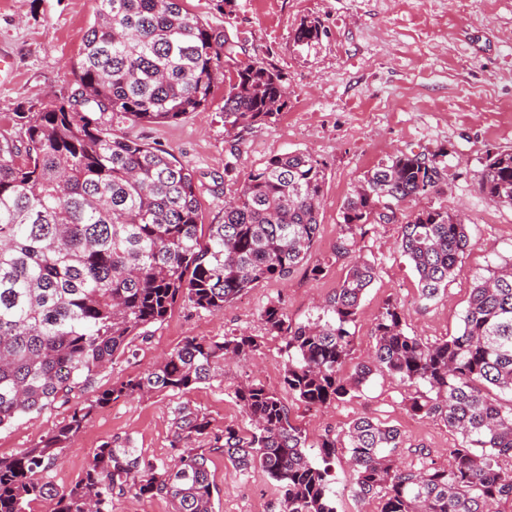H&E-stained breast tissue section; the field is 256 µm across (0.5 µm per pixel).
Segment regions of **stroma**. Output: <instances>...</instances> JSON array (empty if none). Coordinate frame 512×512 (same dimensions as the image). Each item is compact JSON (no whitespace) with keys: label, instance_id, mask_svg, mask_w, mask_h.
<instances>
[{"label":"stroma","instance_id":"stroma-1","mask_svg":"<svg viewBox=\"0 0 512 512\" xmlns=\"http://www.w3.org/2000/svg\"><path fill=\"white\" fill-rule=\"evenodd\" d=\"M184 5L238 41L240 60L260 58L280 71L288 86L287 107L245 132L241 159L229 173L224 165L233 160L234 141L224 131L223 90L178 122L116 120L113 134L159 147L187 165L199 187L205 224L223 221L225 201L251 168L275 154L310 152L325 169L311 260L327 270L318 279L301 268L288 280L259 282L216 315L177 304L134 340L129 354L75 390L68 404L54 403L0 429V454H14L66 421L72 406L152 370L186 338L240 332L260 337L248 366L228 362L220 376L189 391L121 398L97 409L60 461L44 472V483L56 490L74 484L107 441L131 443L146 458L173 464L172 411L179 405L206 413L211 421L208 436L197 439L196 447L211 449L225 426L248 429L235 390L248 380L281 389L284 373L282 342L266 333L260 309L282 300L290 322L299 324L333 293L348 265L336 254L337 243L348 235L342 206L368 170L392 157L409 150L443 155L446 171L439 186L403 204L401 212H464L472 245L445 294L424 304L416 272L396 249L399 224H373L356 252L377 263L378 276L360 304L349 365L372 353L374 325L387 301L403 305L409 333L429 342L446 339L458 333L477 278L512 262V208L489 203L477 183L488 154L512 150V0H470L463 12L454 0H234L224 13L215 0H184ZM94 9L95 0H0V56L13 65L0 82V134L21 141L16 113L75 88V63ZM309 22L319 24V41L297 43V28ZM410 393L398 380L378 374L348 401L318 410L295 403L291 410L309 438L367 416L401 430L403 464L414 462L411 449L417 445L426 449L428 461L446 462L456 435L443 423L411 416ZM208 466L216 512H281L276 486L260 469L239 472L215 452Z\"/></svg>","mask_w":512,"mask_h":512}]
</instances>
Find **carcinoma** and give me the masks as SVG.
<instances>
[{
	"instance_id": "obj_1",
	"label": "carcinoma",
	"mask_w": 512,
	"mask_h": 512,
	"mask_svg": "<svg viewBox=\"0 0 512 512\" xmlns=\"http://www.w3.org/2000/svg\"><path fill=\"white\" fill-rule=\"evenodd\" d=\"M67 97L17 112L23 146L0 140V428L83 386L143 329L180 301L217 314L255 283L286 280L308 265L318 235L325 174L313 155H274L245 176L224 205V222L200 223L192 171L165 151L112 135V120L169 123L197 112L224 76V129L240 159L243 133L287 106L281 73L264 60H238L237 44L183 7V0H97ZM436 157L402 152L370 171L342 206L351 238L443 178ZM478 188L512 207V151L488 155ZM471 246L464 220L421 209L401 225L398 247L418 275L419 300L437 299ZM376 262L351 257L346 275L315 316L288 321L281 300L266 304V330L284 342V388L310 408L351 399L378 372L415 388L408 413L444 423L457 436L448 464L419 458L402 467L400 429L353 420L338 445L327 430L311 442L279 392L248 382L235 398L249 420L215 438L234 467L261 468L276 483L282 512H336L338 450L354 473L350 493L378 512H490L512 501V265L478 278L459 332L428 342L406 331L404 308L382 307L371 357L345 375L363 294ZM258 337H188L144 375L123 380L31 448L0 458V512H28L48 495L40 474L60 458L96 408L121 397L182 393L215 377L224 361L246 362ZM509 394L504 404L493 394ZM177 462L145 458L105 442L81 477L52 495L50 512H111L112 498L163 497L173 512H214L208 456L191 440L208 434L204 413L173 411Z\"/></svg>"
}]
</instances>
